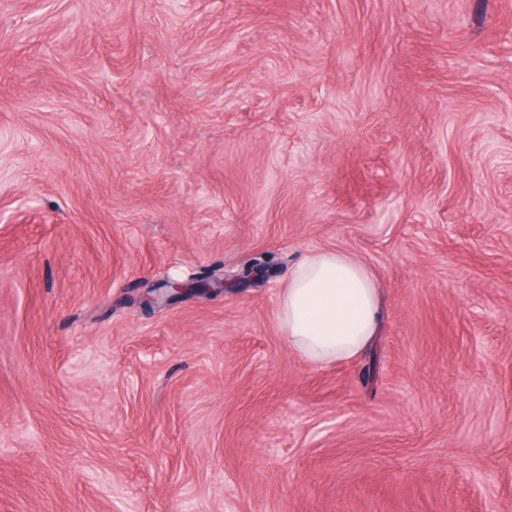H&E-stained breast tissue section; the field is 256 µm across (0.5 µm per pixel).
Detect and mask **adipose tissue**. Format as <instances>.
I'll return each instance as SVG.
<instances>
[{
  "instance_id": "1",
  "label": "adipose tissue",
  "mask_w": 512,
  "mask_h": 512,
  "mask_svg": "<svg viewBox=\"0 0 512 512\" xmlns=\"http://www.w3.org/2000/svg\"><path fill=\"white\" fill-rule=\"evenodd\" d=\"M278 322L289 345L306 361L325 365L352 360L383 331L374 276L344 251L308 253L280 293Z\"/></svg>"
}]
</instances>
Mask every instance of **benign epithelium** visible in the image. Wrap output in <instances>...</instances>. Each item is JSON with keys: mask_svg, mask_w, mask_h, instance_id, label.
<instances>
[{"mask_svg": "<svg viewBox=\"0 0 512 512\" xmlns=\"http://www.w3.org/2000/svg\"><path fill=\"white\" fill-rule=\"evenodd\" d=\"M275 269V262L268 256L258 254L237 273L223 279L180 280L167 277L148 288L140 297L141 303L154 306L171 305L187 297H201L226 289H245L268 279Z\"/></svg>", "mask_w": 512, "mask_h": 512, "instance_id": "obj_1", "label": "benign epithelium"}]
</instances>
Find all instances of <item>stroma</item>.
Segmentation results:
<instances>
[{
    "mask_svg": "<svg viewBox=\"0 0 512 512\" xmlns=\"http://www.w3.org/2000/svg\"><path fill=\"white\" fill-rule=\"evenodd\" d=\"M0 512H512V0H0ZM289 345L325 365L357 357L383 331L382 300L371 271L341 250L304 255L278 303ZM252 262L244 265L237 273L223 279L180 280L164 278L141 295V303L148 307L171 305L187 297H201L226 289H245L257 282L267 280L276 263L269 256L257 254Z\"/></svg>",
    "mask_w": 512,
    "mask_h": 512,
    "instance_id": "1",
    "label": "stroma"
}]
</instances>
